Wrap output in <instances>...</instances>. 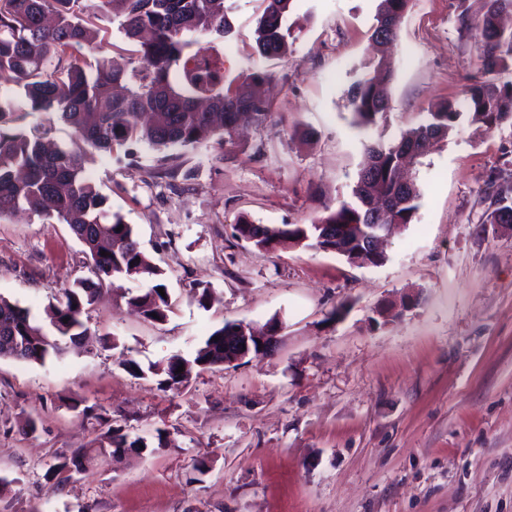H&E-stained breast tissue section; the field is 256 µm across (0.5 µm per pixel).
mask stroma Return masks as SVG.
<instances>
[{"label": "stroma", "instance_id": "obj_1", "mask_svg": "<svg viewBox=\"0 0 512 512\" xmlns=\"http://www.w3.org/2000/svg\"><path fill=\"white\" fill-rule=\"evenodd\" d=\"M233 3L232 32L216 44L225 82L262 67L273 115L234 145L211 140L176 158L142 144L87 152L106 210L163 269L173 311L160 324L128 308L146 285L127 278L88 307L83 347L41 366L0 359V512H512V229L483 223L479 201L492 172L512 171V125L465 123L425 151L409 172L417 215L388 237L380 266L232 236L243 217L310 223L350 199L367 140L393 141L439 101L464 105L481 34L460 30L457 15L480 17L484 0H412L382 54L378 0H293L287 53L265 61L255 54L264 0ZM383 56L390 110L357 128L346 91ZM86 274L67 225L0 221V295L32 317ZM273 318L274 352L195 370L180 389L124 368L191 357L224 323ZM71 397L150 451L83 461L53 492L44 475L55 456L102 432Z\"/></svg>", "mask_w": 512, "mask_h": 512}]
</instances>
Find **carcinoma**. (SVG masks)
I'll list each match as a JSON object with an SVG mask.
<instances>
[{"label": "carcinoma", "instance_id": "cac0c4a2", "mask_svg": "<svg viewBox=\"0 0 512 512\" xmlns=\"http://www.w3.org/2000/svg\"><path fill=\"white\" fill-rule=\"evenodd\" d=\"M291 2L267 0L256 27L260 57L285 53L283 20ZM410 2L380 0L372 32L375 43L396 37ZM509 11L512 0H487L481 19L463 11L457 16L460 28L479 29L482 35L480 76L466 91L464 110L448 101L439 103L396 141L367 143L366 162L350 199L325 208L311 223L267 226L241 218L233 237L267 251L291 240L324 252L335 245L330 237L345 224L358 225V235L365 239L375 224L413 223L421 192L416 183L400 181V170L418 159L425 143L448 137L463 123L490 130L512 121V81L500 79L512 70V29L499 23ZM110 24L139 45L134 66L94 54L100 33ZM231 30L224 0H0V84L19 89L16 97H0V220L26 213L68 225L84 246L90 273L49 304L51 336L29 310L0 296V358L42 365L51 356H61L67 344L87 334V307L104 286L123 276L151 283L145 292L125 298L146 319L165 322L173 309L171 298L158 292L165 287L164 271L139 248L132 226L104 209V197L85 174L84 151L50 149L45 139L51 129L28 134L7 125L5 116L55 114L85 146L109 153L127 143H146L159 151L209 140L233 145L241 115L248 113L255 124H262L270 104L251 89L267 77L264 71L251 73L233 89L224 88V61L212 53V43ZM390 80L388 74L365 73L351 84L348 99L356 126L371 128L389 111ZM480 198L488 204L489 223H499L498 217L506 214L512 224L511 176L490 175ZM241 326L225 323L190 359L174 356L146 371L132 360L126 367L135 375L148 371L163 376L162 386L183 387L195 368L224 364V331ZM139 442L110 426L93 447L73 457L110 460L118 449L136 448ZM71 476L66 457L56 458L46 472L56 489Z\"/></svg>", "mask_w": 512, "mask_h": 512}]
</instances>
